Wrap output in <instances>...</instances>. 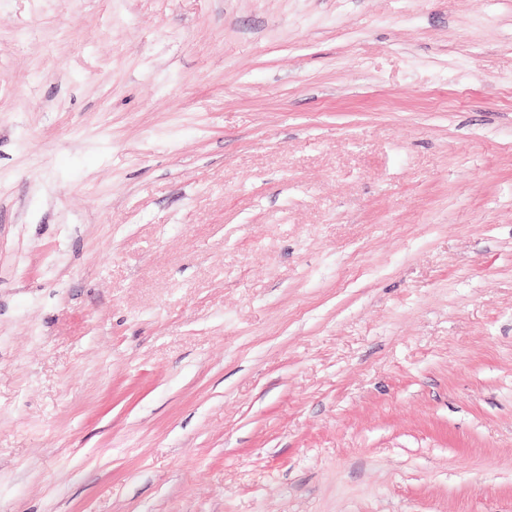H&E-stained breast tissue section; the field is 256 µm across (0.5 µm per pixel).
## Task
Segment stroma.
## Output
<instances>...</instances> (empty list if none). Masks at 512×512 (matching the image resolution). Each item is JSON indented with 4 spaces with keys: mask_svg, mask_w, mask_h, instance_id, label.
<instances>
[{
    "mask_svg": "<svg viewBox=\"0 0 512 512\" xmlns=\"http://www.w3.org/2000/svg\"><path fill=\"white\" fill-rule=\"evenodd\" d=\"M0 512H512V0H0Z\"/></svg>",
    "mask_w": 512,
    "mask_h": 512,
    "instance_id": "35a3bbf8",
    "label": "stroma"
}]
</instances>
